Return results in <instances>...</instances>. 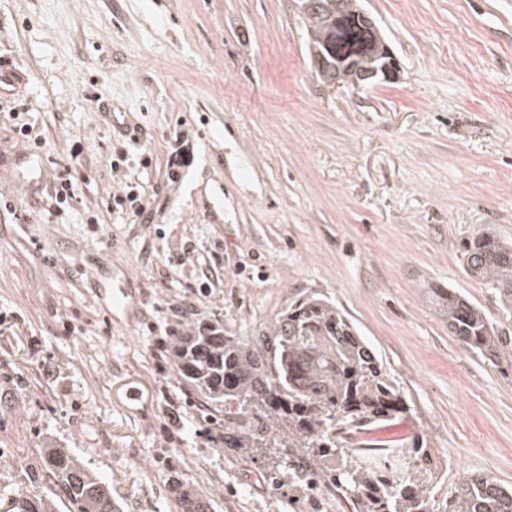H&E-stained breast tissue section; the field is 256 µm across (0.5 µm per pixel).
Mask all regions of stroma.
<instances>
[{
	"mask_svg": "<svg viewBox=\"0 0 512 512\" xmlns=\"http://www.w3.org/2000/svg\"><path fill=\"white\" fill-rule=\"evenodd\" d=\"M364 5L398 76L357 90L316 78L294 0H0V57L48 174L15 185L20 143L0 115V199L28 213H0V512H67L41 468L49 445L106 478L120 512H181L174 476L214 512H346L290 499L260 462L225 453L162 355L170 329L218 321L243 336L312 292L349 314L403 387L411 415L380 436L422 438L439 466L432 497L466 473L512 485V364L476 356L427 297L453 288L497 310L461 250L488 227L512 241V0ZM66 166L82 203L56 215L50 176ZM131 186L151 221L115 209ZM188 239L198 263L169 264ZM96 255L141 289L135 323L99 311ZM205 273L207 297L192 290Z\"/></svg>",
	"mask_w": 512,
	"mask_h": 512,
	"instance_id": "stroma-1",
	"label": "stroma"
}]
</instances>
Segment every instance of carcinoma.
<instances>
[{
	"label": "carcinoma",
	"mask_w": 512,
	"mask_h": 512,
	"mask_svg": "<svg viewBox=\"0 0 512 512\" xmlns=\"http://www.w3.org/2000/svg\"><path fill=\"white\" fill-rule=\"evenodd\" d=\"M331 22L309 16L316 37L309 46L325 56H352L378 83L387 56L379 26L357 21V0H319ZM470 277L495 298L512 320V242L485 229L462 244ZM435 313L448 332L486 360L512 359V332L459 291L429 288ZM170 360L200 401L201 423L217 433L224 452L259 459L266 484L292 494L313 486L340 493L350 512H512V488L482 474H464L441 500L430 499L428 481L437 464L413 440L405 486L360 460L365 448H386L369 434L403 420L410 411L404 391L376 350L329 298L297 296L267 324L246 336L217 323L174 337ZM42 468L57 482L68 512H116L112 487L66 448L42 449ZM183 512H211L210 500L181 478L172 479Z\"/></svg>",
	"instance_id": "carcinoma-1"
}]
</instances>
